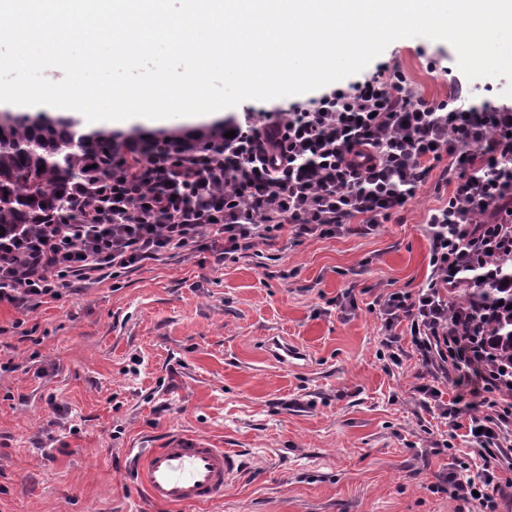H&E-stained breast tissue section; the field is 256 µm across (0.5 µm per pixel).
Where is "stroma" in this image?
Listing matches in <instances>:
<instances>
[{"instance_id": "1", "label": "stroma", "mask_w": 512, "mask_h": 512, "mask_svg": "<svg viewBox=\"0 0 512 512\" xmlns=\"http://www.w3.org/2000/svg\"><path fill=\"white\" fill-rule=\"evenodd\" d=\"M454 52L416 37L379 60L427 99L459 80L475 102L506 103V78L429 69ZM447 200L427 188L370 233L262 244L219 266L148 259L25 317L0 306V512H168L133 482L129 451L173 433L247 461L223 500L188 512H457L432 485L471 442L415 395L416 356L382 359L377 305L425 283L423 226ZM347 291L351 311L336 305ZM31 328L40 345L23 340ZM276 337L297 353L288 364L266 354Z\"/></svg>"}]
</instances>
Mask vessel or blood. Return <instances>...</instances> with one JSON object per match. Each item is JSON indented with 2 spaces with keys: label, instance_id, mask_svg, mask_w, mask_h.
<instances>
[{
  "label": "vessel or blood",
  "instance_id": "b4317fda",
  "mask_svg": "<svg viewBox=\"0 0 512 512\" xmlns=\"http://www.w3.org/2000/svg\"><path fill=\"white\" fill-rule=\"evenodd\" d=\"M133 460L132 477L149 499L176 507L222 499L243 468L235 453L181 434L169 436L161 447L138 450Z\"/></svg>",
  "mask_w": 512,
  "mask_h": 512
}]
</instances>
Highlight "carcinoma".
<instances>
[{"mask_svg":"<svg viewBox=\"0 0 512 512\" xmlns=\"http://www.w3.org/2000/svg\"><path fill=\"white\" fill-rule=\"evenodd\" d=\"M224 137L219 121L187 132L173 125L146 138L136 130L82 133L70 116L48 112H13L0 109V225L32 224L45 211L66 214L67 194L90 177L112 176V160L123 158L137 144L148 151L202 149ZM474 298L486 304H512L511 288H478ZM504 354L512 359V309L494 325Z\"/></svg>","mask_w":512,"mask_h":512,"instance_id":"cac0c4a2","label":"carcinoma"}]
</instances>
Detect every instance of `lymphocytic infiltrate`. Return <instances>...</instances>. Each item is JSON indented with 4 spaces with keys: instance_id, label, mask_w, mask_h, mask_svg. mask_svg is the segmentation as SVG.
I'll return each instance as SVG.
<instances>
[{
    "instance_id": "1",
    "label": "lymphocytic infiltrate",
    "mask_w": 512,
    "mask_h": 512,
    "mask_svg": "<svg viewBox=\"0 0 512 512\" xmlns=\"http://www.w3.org/2000/svg\"><path fill=\"white\" fill-rule=\"evenodd\" d=\"M224 128L230 138L197 154L113 162L110 181L76 187L75 215L0 228V305L28 314L72 280L100 282L172 251L222 263L287 232L297 241L355 224L368 232L424 188L450 186L425 224L428 281L379 302L381 345L396 367L406 351L418 357L433 381L414 390L449 432L469 417L477 465L439 473L436 490L467 512H498V494L512 489V366L496 356L490 314L459 293L512 253V106L470 103L459 87L430 101L381 64L310 104L248 112ZM452 373L458 393L446 402L438 383Z\"/></svg>"
}]
</instances>
